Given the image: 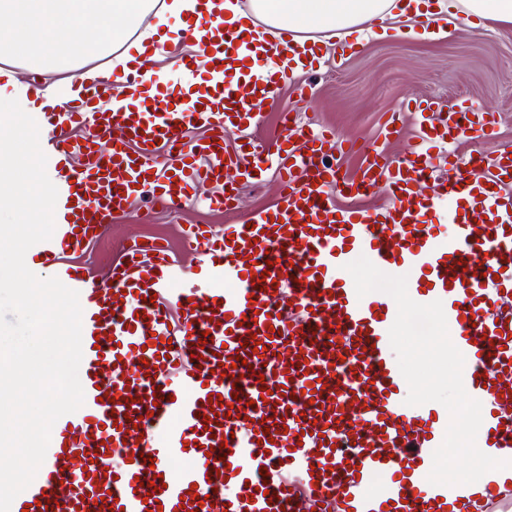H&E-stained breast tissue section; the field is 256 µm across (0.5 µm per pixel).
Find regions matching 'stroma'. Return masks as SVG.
<instances>
[{
	"mask_svg": "<svg viewBox=\"0 0 512 512\" xmlns=\"http://www.w3.org/2000/svg\"><path fill=\"white\" fill-rule=\"evenodd\" d=\"M408 36L397 33L396 23L381 29H362L359 54L343 65H329L320 74H302L284 88L264 110L263 128L278 127L282 113L296 114L299 121L328 125L342 138L376 144L389 157L402 155L415 129L410 116H403L404 135L384 139L382 123L406 97L436 98L448 103L464 100L475 108L495 113L494 137L480 143L459 140L454 149L467 155L473 149L486 154L512 147V28H473L458 22L433 33L420 21L407 22ZM314 83L312 98H301L298 85ZM232 215L195 209L175 217L137 200L120 215L106 238L89 252L96 268H105L110 257L127 239L145 233L168 232L171 224H229Z\"/></svg>",
	"mask_w": 512,
	"mask_h": 512,
	"instance_id": "obj_1",
	"label": "stroma"
}]
</instances>
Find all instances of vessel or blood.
Returning a JSON list of instances; mask_svg holds the SVG:
<instances>
[{
	"mask_svg": "<svg viewBox=\"0 0 512 512\" xmlns=\"http://www.w3.org/2000/svg\"><path fill=\"white\" fill-rule=\"evenodd\" d=\"M247 17L209 19L182 69L142 95L138 56L37 118L58 190L55 231L28 251L37 276L79 294L84 403L54 424L45 459L10 512H468L512 504V480L431 484L444 406L407 405L388 331L391 296H357L346 264L367 257L441 301L482 405L483 447L512 454V149L462 159L460 138L491 137L467 102L410 100L383 127L385 159L284 114L265 139L264 106L296 72L326 62L296 32L258 40ZM123 100L103 108V98ZM360 150L357 178L335 156ZM444 157L446 175L436 159ZM272 171L273 207L218 228L182 224L179 247L128 240L104 271L82 255L139 198L181 213L200 185L236 213L239 182ZM385 187L387 203L343 206Z\"/></svg>",
	"mask_w": 512,
	"mask_h": 512,
	"instance_id": "b4317fda",
	"label": "vessel or blood"
}]
</instances>
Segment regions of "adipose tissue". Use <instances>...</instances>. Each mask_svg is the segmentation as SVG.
I'll use <instances>...</instances> for the list:
<instances>
[{
  "instance_id": "1",
  "label": "adipose tissue",
  "mask_w": 512,
  "mask_h": 512,
  "mask_svg": "<svg viewBox=\"0 0 512 512\" xmlns=\"http://www.w3.org/2000/svg\"><path fill=\"white\" fill-rule=\"evenodd\" d=\"M250 8L272 36L285 28L303 35H333L386 18L429 19L449 10L512 25V0H250ZM198 13V0H0V55L35 68L79 73L78 80L49 85L38 95L11 76L0 85V130H9L17 175L28 182L15 200L24 223L52 221L47 206L51 189L33 178L38 159L27 134L43 100L59 104L101 82L105 72L92 66L94 58L110 56L119 65L131 52H147L149 42H179L187 17ZM148 14L157 24L141 28V19ZM109 15L123 24L111 38L103 39L97 32Z\"/></svg>"
}]
</instances>
